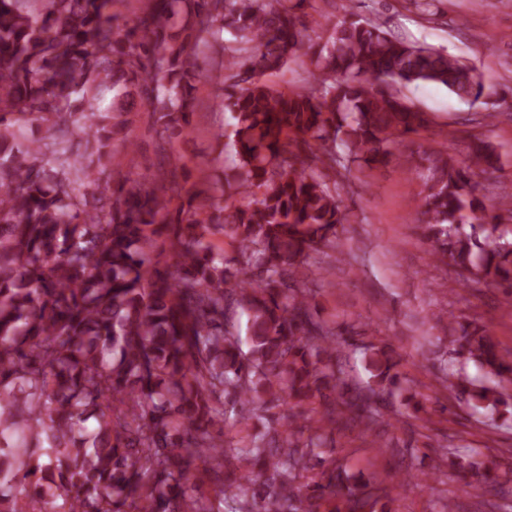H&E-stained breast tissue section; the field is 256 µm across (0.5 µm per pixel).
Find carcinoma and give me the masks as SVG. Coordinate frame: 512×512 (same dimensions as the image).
<instances>
[{
	"label": "carcinoma",
	"mask_w": 512,
	"mask_h": 512,
	"mask_svg": "<svg viewBox=\"0 0 512 512\" xmlns=\"http://www.w3.org/2000/svg\"><path fill=\"white\" fill-rule=\"evenodd\" d=\"M311 0H147L130 27L112 0H0V512H378L385 488L343 492L328 430L347 413L368 427L398 386L392 350L365 345L367 388L336 374L347 340L314 318L303 270L336 250L347 221L336 168L391 161L396 140L429 126L400 88L439 84L476 103L498 95L473 65L394 35L352 11L328 35ZM227 32L230 45L209 36ZM234 82L222 105L238 157L219 193L176 179L125 180L87 209L99 163L135 153L124 136L140 103L156 117L157 156L190 127L200 54ZM301 61L311 81L266 77ZM112 108L94 111L104 92ZM422 224L434 265L512 291V241L479 196L498 155L428 157ZM176 208H171L173 201ZM218 229L233 255L215 250ZM247 314L248 354L234 319ZM459 370L444 388L495 417L512 414V376L489 331L448 317ZM478 366L484 379L465 372ZM338 401L294 441L309 406ZM288 408L268 440L224 444V409ZM483 491L498 467L454 456ZM221 485L213 500L197 466Z\"/></svg>",
	"instance_id": "cac0c4a2"
}]
</instances>
